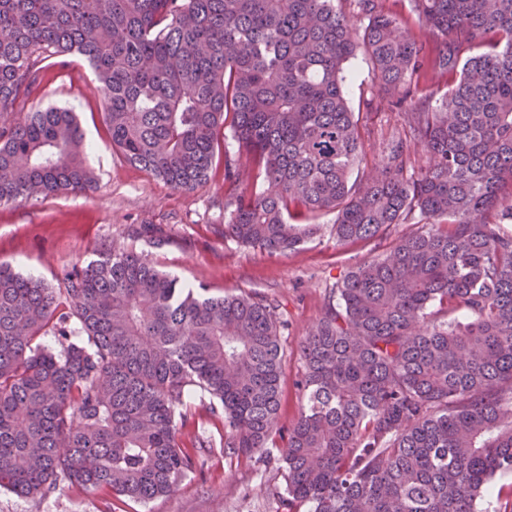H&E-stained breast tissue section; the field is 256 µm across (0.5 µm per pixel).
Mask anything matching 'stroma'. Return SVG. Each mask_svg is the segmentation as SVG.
I'll return each mask as SVG.
<instances>
[{
	"label": "stroma",
	"instance_id": "obj_1",
	"mask_svg": "<svg viewBox=\"0 0 512 512\" xmlns=\"http://www.w3.org/2000/svg\"><path fill=\"white\" fill-rule=\"evenodd\" d=\"M344 91L353 111L364 109L373 88L371 65L357 54L344 68ZM49 106L76 112L89 147L96 190L60 195L35 204L0 205V261L21 273H35L64 297L65 271L98 260L117 245L143 255L167 274L220 297L240 292L266 297L286 323L280 339L285 352L280 380L281 429L293 426L302 404L297 382L304 371L300 343L315 327L324 304L343 277L364 259L382 254L395 240L417 232L414 223L394 224L369 241L337 244L334 214L315 216L319 236L294 250L266 252L224 234V159L237 157L238 145L225 135V153L216 154L207 183L192 192L172 190L128 162L112 144L94 75L79 58L50 67L38 91L25 104L0 116L15 125L28 112ZM401 112L380 104L364 120V172L378 170L387 146L401 132ZM142 224L168 232L163 245L132 236ZM206 391L194 389L179 421V441L196 449L200 469L188 473L169 495L140 501L111 491L90 493L60 482L43 496L21 497L0 490V512H278L285 482L279 469L280 444L270 445V463L232 462L224 457V417Z\"/></svg>",
	"mask_w": 512,
	"mask_h": 512
}]
</instances>
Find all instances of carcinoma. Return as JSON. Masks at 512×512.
I'll list each match as a JSON object with an SVG mask.
<instances>
[{"label": "carcinoma", "instance_id": "cac0c4a2", "mask_svg": "<svg viewBox=\"0 0 512 512\" xmlns=\"http://www.w3.org/2000/svg\"><path fill=\"white\" fill-rule=\"evenodd\" d=\"M0 0V115L76 55L132 164L190 191L231 128L224 236L293 250L336 214V243L392 224L422 230L360 263L302 342V408L288 430L282 506L298 512H477L512 473V0H410L414 38L386 0ZM483 51L461 60L463 51ZM364 52L374 89L404 115L375 176L344 65ZM458 81L430 103L422 79ZM421 146L425 166L411 156ZM265 190L247 192L243 176ZM95 185L76 114L46 108L0 127V204ZM56 292L0 262V489L61 481L139 500L197 466L178 442L191 388L224 412V447L263 461L277 434L284 324L272 302L202 297L114 246ZM87 344L56 353L67 317Z\"/></svg>", "mask_w": 512, "mask_h": 512}]
</instances>
